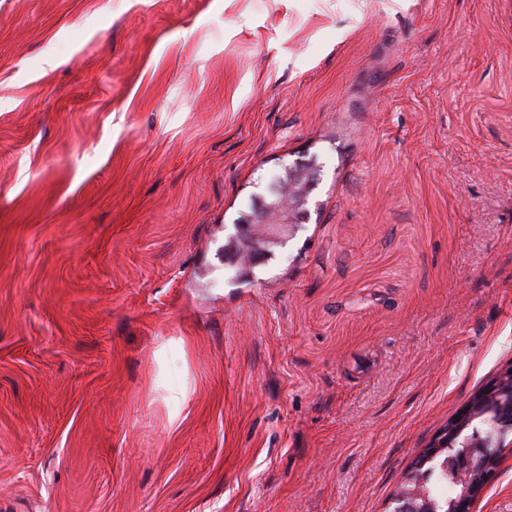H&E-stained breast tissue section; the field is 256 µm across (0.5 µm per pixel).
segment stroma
I'll list each match as a JSON object with an SVG mask.
<instances>
[{
	"label": "stroma",
	"mask_w": 512,
	"mask_h": 512,
	"mask_svg": "<svg viewBox=\"0 0 512 512\" xmlns=\"http://www.w3.org/2000/svg\"><path fill=\"white\" fill-rule=\"evenodd\" d=\"M510 364L512 0H0V512H390ZM305 164L300 161L295 164L282 165L279 173L275 176L282 185H288V194H284L280 198L273 200L268 193L266 182L260 192L255 196L258 202H262L265 198L272 201L271 204L265 206L264 215L261 217V224H297L304 216V205L308 204L306 191H295L293 187L305 176L307 180L315 179L316 169L312 166L303 168ZM295 216V219L293 217Z\"/></svg>",
	"instance_id": "stroma-1"
}]
</instances>
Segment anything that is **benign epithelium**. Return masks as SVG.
<instances>
[{
  "instance_id": "benign-epithelium-1",
  "label": "benign epithelium",
  "mask_w": 512,
  "mask_h": 512,
  "mask_svg": "<svg viewBox=\"0 0 512 512\" xmlns=\"http://www.w3.org/2000/svg\"><path fill=\"white\" fill-rule=\"evenodd\" d=\"M316 169L302 163L282 165L275 179L288 185V193L265 206L262 224L272 225L265 240L279 244L280 224H297L304 216V205L308 204L307 193L294 190L301 179L311 180ZM483 419L497 433L498 445L491 446L483 437V428L475 421ZM512 365L499 372L490 382L480 388L469 402L456 413V417L432 438L426 448L430 457L446 452L441 467L449 469L456 462V479L460 484L456 499L448 512H472V504L480 497L497 474L501 451L512 447ZM419 480L412 488L401 491L396 498L398 506L392 512H435Z\"/></svg>"
}]
</instances>
